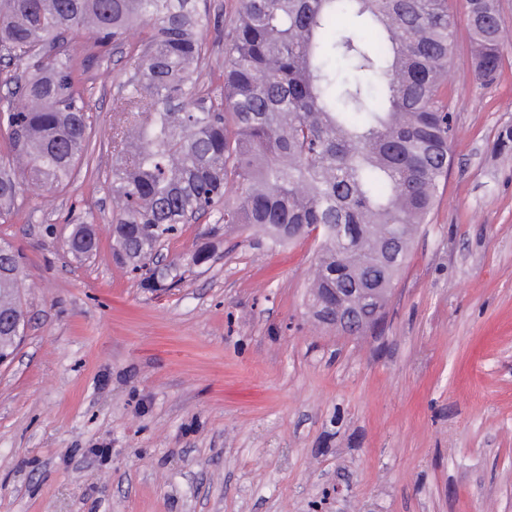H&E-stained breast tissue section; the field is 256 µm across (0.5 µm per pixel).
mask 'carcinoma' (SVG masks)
<instances>
[{
    "label": "carcinoma",
    "instance_id": "cac0c4a2",
    "mask_svg": "<svg viewBox=\"0 0 512 512\" xmlns=\"http://www.w3.org/2000/svg\"><path fill=\"white\" fill-rule=\"evenodd\" d=\"M224 71L203 76L218 27L197 0H0V220L22 187L69 183L88 150L85 83L70 36L103 52L140 26L112 127L106 181L112 253L147 286L182 279L154 268L182 224L260 233L284 248L318 228L309 309L331 288H392L430 222L454 137L448 84L457 18L448 0H229ZM344 16L367 25L365 38ZM476 79L498 77L512 38L497 0H466ZM68 248L97 249L93 223L71 225ZM22 256L0 239V346L25 327ZM375 302L355 313L375 327Z\"/></svg>",
    "mask_w": 512,
    "mask_h": 512
}]
</instances>
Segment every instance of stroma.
<instances>
[{"label": "stroma", "mask_w": 512, "mask_h": 512, "mask_svg": "<svg viewBox=\"0 0 512 512\" xmlns=\"http://www.w3.org/2000/svg\"><path fill=\"white\" fill-rule=\"evenodd\" d=\"M139 38L102 59L76 38L87 154L0 224L27 312L0 365V512H512V152L491 150L512 42L484 86L458 27L448 175L383 323L347 336L308 309L310 239L185 225L166 292L115 262L102 175ZM87 218L98 249L78 260L63 241Z\"/></svg>", "instance_id": "1"}]
</instances>
